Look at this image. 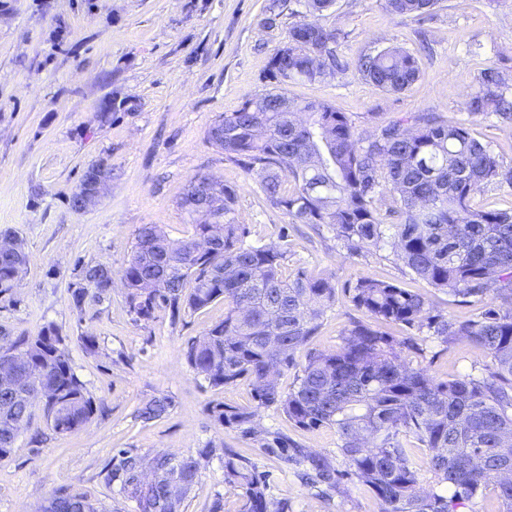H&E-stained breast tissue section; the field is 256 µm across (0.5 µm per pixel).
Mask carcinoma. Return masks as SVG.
<instances>
[{
  "label": "carcinoma",
  "mask_w": 512,
  "mask_h": 512,
  "mask_svg": "<svg viewBox=\"0 0 512 512\" xmlns=\"http://www.w3.org/2000/svg\"><path fill=\"white\" fill-rule=\"evenodd\" d=\"M440 0H385L393 15L421 22ZM339 29L305 18L288 30L286 45L271 57L276 87L224 113L209 139L245 174L258 178L263 194L291 224L325 225L351 255L388 244L415 276L467 303L492 294L508 307L489 305L476 320L434 313L428 299L401 285L359 278L351 302L374 319L356 321L332 351L309 348L325 312L336 303L330 276L303 269L285 276V240L254 246L239 222L236 189L206 175L188 184L180 207L195 214L206 197L212 221L193 225L191 235L172 240L157 224L141 225L122 270L126 301L135 320L149 322L166 311L171 321L215 302L224 319L186 351L196 375L214 388L245 380L254 406L223 402L210 412L221 426L244 437L257 434L260 408L274 407L304 430L333 428L344 468L277 435L263 449L306 467L321 493L346 480L369 490L380 512H456L494 486L500 512H512V209H491L477 196L512 186V165L472 129L433 112L390 120L370 132L327 102L297 104L286 85L316 81L355 67L362 79L384 91L402 93L419 78L420 62L399 46L361 56L351 64L336 56ZM473 116L492 115L512 127V73L486 68L468 96ZM112 179V168L90 165L68 197L71 208L96 180ZM221 242L206 245L212 225ZM27 263L25 245L0 252V295L12 296ZM111 269L81 265L71 301L81 311L98 303L112 285ZM426 327L444 343L464 339L490 357L479 375L439 380L409 359L421 351L417 339H398L381 325ZM0 364H16V385L29 398L14 401L0 390V461L8 458L22 427L29 426L41 395L47 424L57 434L84 427L98 410L72 370L64 338L53 325L34 336L12 338L0 328ZM289 390L278 376L296 366ZM158 398L139 409L151 421L170 407ZM426 450V464L442 492L422 490L424 473L414 449ZM209 450L139 457L118 451L107 472L110 482L137 503L139 512H182ZM224 481L239 490L240 512H288L267 497L257 463L230 454ZM39 512H102L82 493L53 491Z\"/></svg>",
  "instance_id": "obj_1"
}]
</instances>
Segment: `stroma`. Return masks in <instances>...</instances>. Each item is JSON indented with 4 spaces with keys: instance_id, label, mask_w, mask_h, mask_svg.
Instances as JSON below:
<instances>
[{
    "instance_id": "obj_1",
    "label": "stroma",
    "mask_w": 512,
    "mask_h": 512,
    "mask_svg": "<svg viewBox=\"0 0 512 512\" xmlns=\"http://www.w3.org/2000/svg\"><path fill=\"white\" fill-rule=\"evenodd\" d=\"M281 2L275 25L266 28V0H0V233L17 232L29 255L13 301H0V327L16 336L54 324L73 370L104 405L85 427L65 435L55 434L34 407L30 427L0 461V512H34L61 487L87 493L104 512H138L134 500L104 480L124 448L142 456L210 449L183 512H239L238 492L224 481L229 452L257 463L268 476V497L287 503L288 512H379L365 487L347 482L320 495L260 440L213 419L214 403H253L247 382L210 387L186 359L191 342L223 319V303L175 322L165 312L138 322L121 282L137 228L156 224L174 240L188 235L179 201L191 178L209 175L235 185L249 244L287 235L285 273L332 276L336 303L312 348L336 349L351 322L361 319L347 289L363 276L419 292L441 314L474 319L482 312L483 303L457 302L417 279L390 248L351 255L328 227L289 223L255 178L210 141L219 115L273 88L268 63L300 9L298 0ZM325 22L341 29L337 53L344 60L396 43L420 56V77L409 90L388 93L348 70L289 84L290 99L331 103L369 130L408 113L434 112L468 124L512 163V128L466 109L482 68L512 71V0H441L420 24L392 15L384 0H336ZM101 160L111 166L112 180L100 201L71 209L68 196ZM79 262L112 271L104 298L82 311L70 296ZM85 336L96 337V353L84 351ZM421 361L445 379L482 372L489 359L466 341L429 337ZM162 397L171 401L166 414L142 423L138 408ZM255 421L258 430L285 434L310 451L336 453L333 429L297 428L272 408L260 409Z\"/></svg>"
}]
</instances>
